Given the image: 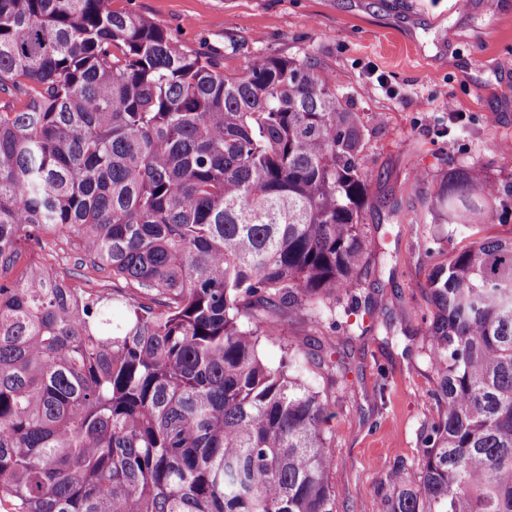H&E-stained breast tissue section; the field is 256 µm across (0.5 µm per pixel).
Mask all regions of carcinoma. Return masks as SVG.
<instances>
[{"instance_id":"carcinoma-1","label":"carcinoma","mask_w":512,"mask_h":512,"mask_svg":"<svg viewBox=\"0 0 512 512\" xmlns=\"http://www.w3.org/2000/svg\"><path fill=\"white\" fill-rule=\"evenodd\" d=\"M113 0H0V274L37 233L112 291L0 281L9 512H336L333 415L258 352L314 297L358 303L372 177L309 57L227 73ZM476 165L439 177L448 238L494 223ZM441 410L379 512H512V236L428 276ZM129 318L112 320V307Z\"/></svg>"}]
</instances>
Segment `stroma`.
Returning a JSON list of instances; mask_svg holds the SVG:
<instances>
[{"label": "stroma", "mask_w": 512, "mask_h": 512, "mask_svg": "<svg viewBox=\"0 0 512 512\" xmlns=\"http://www.w3.org/2000/svg\"><path fill=\"white\" fill-rule=\"evenodd\" d=\"M226 71L255 56L308 55L365 126L373 171L363 230L373 249L355 274L358 308L312 306L261 343L270 366L294 356L333 412L336 512H377L390 470L417 471L421 434L439 413L425 330L427 275L465 246L427 203L447 168L479 164L512 196V0H115ZM465 116L448 124V109ZM80 251L50 235L23 244L5 278L34 264L88 292Z\"/></svg>", "instance_id": "35a3bbf8"}]
</instances>
